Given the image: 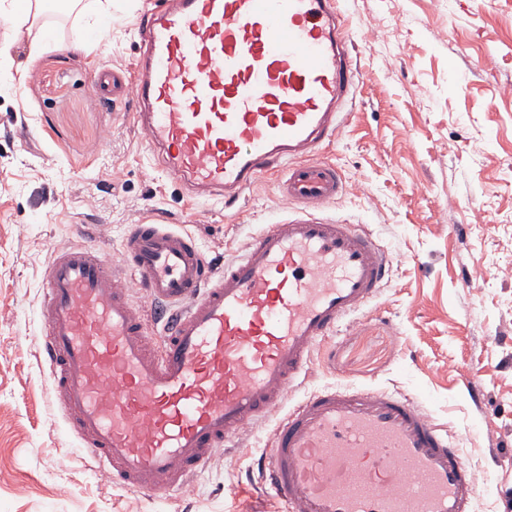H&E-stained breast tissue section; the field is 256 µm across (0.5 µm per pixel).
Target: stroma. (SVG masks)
Returning <instances> with one entry per match:
<instances>
[{"label":"stroma","instance_id":"35a3bbf8","mask_svg":"<svg viewBox=\"0 0 512 512\" xmlns=\"http://www.w3.org/2000/svg\"><path fill=\"white\" fill-rule=\"evenodd\" d=\"M151 0H116L87 23L71 0L40 19L46 49L0 21V512H277L258 460L290 408L324 387L380 388L419 402L482 486L473 512H512V0H342L362 74L320 154L345 189L326 218L369 232L390 258L378 297L316 346L310 372L239 447L216 449L180 493L111 485L47 398L39 305L53 251L99 250L132 283L124 240L157 213L214 266L294 217L261 176L232 209L188 201L129 114L87 88L132 70ZM103 32L89 42L92 29ZM85 227L76 237L73 225Z\"/></svg>","mask_w":512,"mask_h":512}]
</instances>
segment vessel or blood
I'll return each mask as SVG.
<instances>
[{
	"mask_svg": "<svg viewBox=\"0 0 512 512\" xmlns=\"http://www.w3.org/2000/svg\"><path fill=\"white\" fill-rule=\"evenodd\" d=\"M339 0H160L137 27L131 75L88 88L137 106L130 119L167 172L232 207L259 176L305 215L270 225L214 269L196 240L130 225L137 277L94 249L55 252L40 301L50 403L110 482L147 495L184 490L215 449L279 406L315 346L380 290L390 261L370 235L322 218L343 191L332 142L361 82ZM167 318L161 345L133 303ZM282 512H472L478 475L410 397L352 387L289 410L262 460Z\"/></svg>",
	"mask_w": 512,
	"mask_h": 512,
	"instance_id": "b4317fda",
	"label": "vessel or blood"
}]
</instances>
